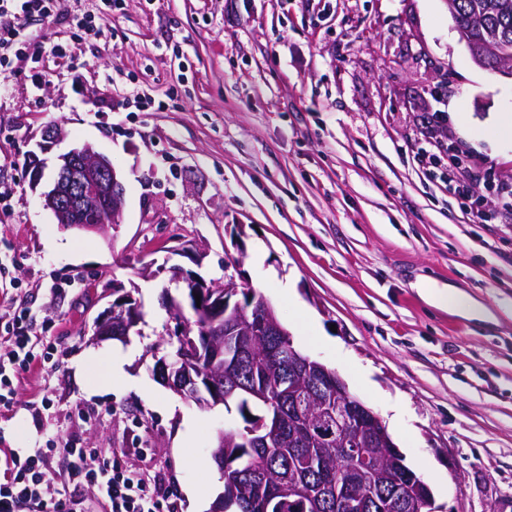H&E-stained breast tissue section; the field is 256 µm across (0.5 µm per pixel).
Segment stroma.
<instances>
[{
  "label": "stroma",
  "instance_id": "obj_1",
  "mask_svg": "<svg viewBox=\"0 0 512 512\" xmlns=\"http://www.w3.org/2000/svg\"><path fill=\"white\" fill-rule=\"evenodd\" d=\"M75 3L23 31L44 84L0 81V330L29 313L38 336L0 448L92 445L159 473L180 512L186 487L210 486L215 512L213 439L241 420L153 372L177 291L157 269L178 266L263 294L295 347L380 414L440 512H512V141L490 132L512 78L472 60L448 0H247L234 25L225 0H116L84 38L69 35ZM429 139L425 174L413 157ZM85 144L124 181L117 228L64 231L44 206L59 156ZM459 182L491 223L462 212ZM448 288L487 316L439 307ZM121 292L140 322L96 339ZM124 353L123 377L97 385Z\"/></svg>",
  "mask_w": 512,
  "mask_h": 512
}]
</instances>
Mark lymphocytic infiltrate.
Here are the masks:
<instances>
[{
  "mask_svg": "<svg viewBox=\"0 0 512 512\" xmlns=\"http://www.w3.org/2000/svg\"><path fill=\"white\" fill-rule=\"evenodd\" d=\"M52 7V0H0V73L20 63L33 84L42 82L43 52L22 31L29 19L50 17ZM32 345L27 334L0 340V404L13 400L17 369ZM85 485L97 489L100 512H178L175 494L159 478L98 449L62 443L24 456L0 452V512H93L78 494Z\"/></svg>",
  "mask_w": 512,
  "mask_h": 512,
  "instance_id": "obj_1",
  "label": "lymphocytic infiltrate"
}]
</instances>
